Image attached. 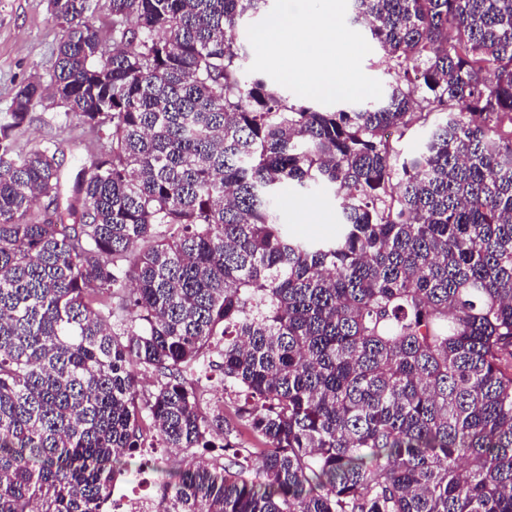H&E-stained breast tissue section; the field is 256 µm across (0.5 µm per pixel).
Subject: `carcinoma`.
I'll list each match as a JSON object with an SVG mask.
<instances>
[{"mask_svg":"<svg viewBox=\"0 0 512 512\" xmlns=\"http://www.w3.org/2000/svg\"><path fill=\"white\" fill-rule=\"evenodd\" d=\"M98 2L49 0L51 83L0 113V512H105L149 430L183 454L161 512H512V0H351L395 80L331 110L245 70L268 0H109V52ZM46 99L92 142L34 216ZM283 219L298 235L316 234L330 237L338 222V207L334 199L323 193L307 195L288 192L279 200ZM207 376L206 381L210 391L207 395L208 400L220 397L221 394L224 396V417L235 420V411L237 403H234L233 396L224 394V375L216 367L208 368L204 373Z\"/></svg>","mask_w":512,"mask_h":512,"instance_id":"cac0c4a2","label":"carcinoma"}]
</instances>
